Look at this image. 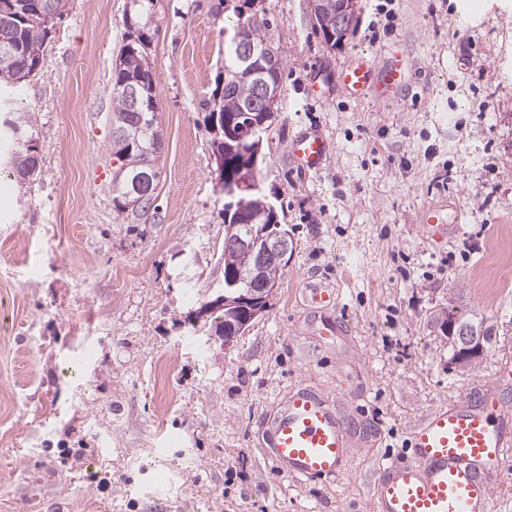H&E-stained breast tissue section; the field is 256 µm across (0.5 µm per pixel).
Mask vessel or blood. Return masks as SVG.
<instances>
[{
	"label": "vessel or blood",
	"instance_id": "obj_1",
	"mask_svg": "<svg viewBox=\"0 0 512 512\" xmlns=\"http://www.w3.org/2000/svg\"><path fill=\"white\" fill-rule=\"evenodd\" d=\"M410 70L397 49L361 53L336 72L333 84L353 100L399 103ZM330 142L324 131L309 130L290 144L296 167L320 173ZM429 237L448 234V219L435 205L419 214ZM413 462L382 463L372 483L378 512H496L492 485L501 475L506 447L512 446V411L500 407L486 387L466 391L458 404L437 408L411 432ZM262 446L288 477H339L346 470L351 436L338 407L307 387H297L262 422Z\"/></svg>",
	"mask_w": 512,
	"mask_h": 512
}]
</instances>
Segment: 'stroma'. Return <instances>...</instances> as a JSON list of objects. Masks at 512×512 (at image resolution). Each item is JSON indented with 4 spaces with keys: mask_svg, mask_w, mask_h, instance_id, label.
<instances>
[{
    "mask_svg": "<svg viewBox=\"0 0 512 512\" xmlns=\"http://www.w3.org/2000/svg\"><path fill=\"white\" fill-rule=\"evenodd\" d=\"M242 0H69L41 73L0 90L26 116L28 180L0 160V512H374L379 462L476 384L512 403V289L485 302L487 239L512 227V0H361L341 46L310 0H255L272 20L281 96L259 181L293 240L267 308L233 347L195 313L224 287V194L206 100ZM140 10L151 38L158 189L138 219L112 204V71ZM400 48L414 84L383 107L307 94L358 50ZM319 128L332 153L301 172L289 147ZM446 205L435 241L419 210ZM337 286L308 305L306 281ZM497 343L451 360L443 311ZM345 332L323 339L325 326ZM340 399L363 436L345 475L299 481L261 449L260 422L297 382Z\"/></svg>",
    "mask_w": 512,
    "mask_h": 512,
    "instance_id": "35a3bbf8",
    "label": "stroma"
}]
</instances>
